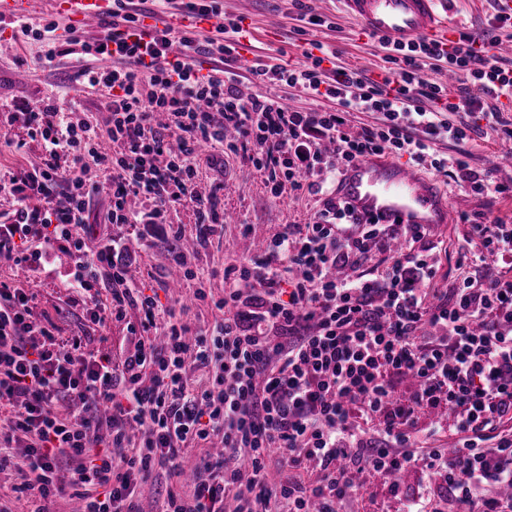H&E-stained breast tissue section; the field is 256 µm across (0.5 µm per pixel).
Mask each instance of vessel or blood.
Wrapping results in <instances>:
<instances>
[{"label": "vessel or blood", "instance_id": "obj_1", "mask_svg": "<svg viewBox=\"0 0 512 512\" xmlns=\"http://www.w3.org/2000/svg\"><path fill=\"white\" fill-rule=\"evenodd\" d=\"M343 12L375 38L405 45L421 37H447L456 26L446 0H338ZM62 11L73 23L106 15L110 0H0V18L36 13L41 6ZM336 189L356 213L382 223H447V202L435 180L382 156L363 158L340 176Z\"/></svg>", "mask_w": 512, "mask_h": 512}]
</instances>
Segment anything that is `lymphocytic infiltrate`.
<instances>
[{
    "label": "lymphocytic infiltrate",
    "mask_w": 512,
    "mask_h": 512,
    "mask_svg": "<svg viewBox=\"0 0 512 512\" xmlns=\"http://www.w3.org/2000/svg\"><path fill=\"white\" fill-rule=\"evenodd\" d=\"M193 27L156 26L166 10ZM217 0H112L104 34L76 45L78 82L105 90L106 130L72 122L52 99L35 103L29 134L42 162L0 171V191L14 199L0 213V262L41 270L46 249L74 258L70 272L94 323L141 317L130 325L133 350L88 348L83 337H56L38 323L34 295L0 282V472L11 471L12 497L31 512H54L58 500L80 497L85 512H138L141 486L156 469L178 475L184 447L222 436L223 453H204L186 490L166 488L159 512H339L369 467L389 481L415 461L419 416L444 410L455 448H434L429 473L443 474L455 512H512V224L470 220L466 233L478 263L474 274L437 288L431 231L419 224H382L355 216L331 185L354 161L408 156L467 183L478 195H512L492 170L475 171L460 157L435 153L436 143L465 144L491 127L512 140V118L498 102L512 100V58L495 53L512 15L496 11L488 41L459 32L448 41L419 39L396 49L381 80L339 67L336 52L305 51L296 67L255 63L259 84L301 90L317 108H288L281 96L241 98L233 65L242 21L220 19ZM217 20V38L200 39L197 23ZM57 24L15 21L14 36L40 45L38 61L53 66L64 48ZM219 65L202 68L205 57ZM463 74L456 91L426 78L429 62ZM378 112L379 124L346 128L348 112ZM166 114L158 126L157 114ZM236 139L225 142V128ZM181 142L172 151L171 139ZM245 151L273 198L310 194L321 207L312 222L285 224L263 251L224 269L222 323L195 330L174 321L157 297L126 285L116 243L89 246L95 195L109 184L103 223L129 228L163 223L177 207L192 208L207 235L218 195L195 193L201 145ZM67 179L65 206L53 204ZM143 201L139 211L129 197ZM349 267L355 276L340 277ZM114 287L99 292L101 275ZM252 283V292L242 289ZM199 370L188 383V370ZM378 419L365 440L359 417ZM139 426L140 442L127 431ZM496 442H489L490 431ZM280 449L309 482L270 478L265 458Z\"/></svg>",
    "instance_id": "lymphocytic-infiltrate-1"
}]
</instances>
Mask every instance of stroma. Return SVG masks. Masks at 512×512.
Wrapping results in <instances>:
<instances>
[{
  "mask_svg": "<svg viewBox=\"0 0 512 512\" xmlns=\"http://www.w3.org/2000/svg\"><path fill=\"white\" fill-rule=\"evenodd\" d=\"M220 7L224 14L244 19L243 47L233 65L238 74L237 92L242 98L263 91L250 73L255 60L274 57L283 64H296L302 62L303 52L312 41L336 49L338 65L363 68L374 74L382 73L386 66L385 53L377 41L361 34L343 16L337 0H220ZM304 11L327 17L328 26H310L305 28V34H297ZM36 52V45L13 38L10 26L0 27V167L5 169H29L41 163L40 143L27 136L26 112L29 105L51 96L58 87H66L69 97L77 100L80 118L101 126L108 116L103 91L84 89L74 82L67 59H57L51 67L39 66L35 62ZM507 147V142L488 129L465 147L445 141L437 144L436 149L443 156L465 150L471 169L481 171L490 168V156L502 154ZM437 181L449 198L450 208L447 223L433 228L431 238L436 246L439 280L448 286L465 274L457 262L468 229L463 216L483 214L512 222V197L477 195L444 175L438 176ZM196 190L203 196L219 194L220 212L227 220L214 224L207 239L197 242L195 250L185 254V267L193 276L182 279L179 288L167 285L171 268L168 249L176 239H195L191 210L173 209L166 223L141 224L133 232L116 230L109 224L93 225L91 232L99 237H119V259L135 271V286L145 294L157 295L162 304L172 309L175 320L208 329L224 317L214 303L224 296L225 265L249 258L257 244L267 240L279 225L311 221L317 203L309 196L273 198L263 175L243 154L210 148L199 157ZM48 261L50 272L40 275L24 265H0V280L32 289L38 321L52 322L61 336L87 337L92 347L109 348L117 358L132 349L134 338L128 334L126 325L139 320L138 310H128L123 323L109 320L98 325L83 320V304L69 277L72 256L55 248ZM198 288L205 290L206 300H195L194 291ZM363 479V489L345 500L342 512H378L383 506L388 512H404L413 500L419 502L424 512L451 510L443 477L435 476L432 484H425L421 463H413L401 472L394 489L369 469L364 471Z\"/></svg>",
  "mask_w": 512,
  "mask_h": 512,
  "instance_id": "1",
  "label": "stroma"
}]
</instances>
